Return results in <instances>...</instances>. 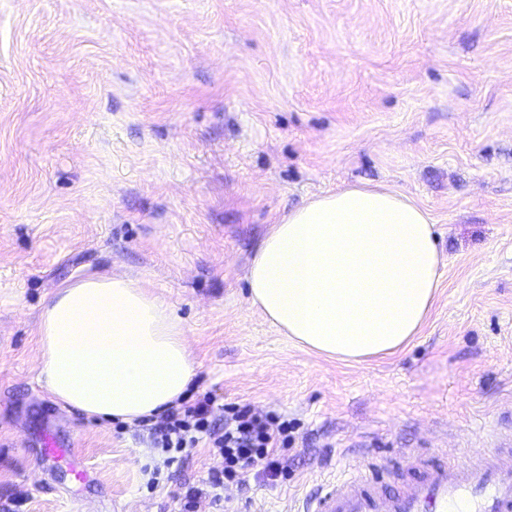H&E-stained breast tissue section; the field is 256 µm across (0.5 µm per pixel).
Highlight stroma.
<instances>
[{
  "label": "stroma",
  "instance_id": "obj_1",
  "mask_svg": "<svg viewBox=\"0 0 512 512\" xmlns=\"http://www.w3.org/2000/svg\"><path fill=\"white\" fill-rule=\"evenodd\" d=\"M362 184L424 208L444 266L419 336L351 364L281 335L246 273L283 212ZM104 273L184 321L187 402L296 422L287 476L249 472L225 512H303L372 463L399 496L404 450L512 431V0H0V512H175L224 467L202 446L148 487L142 426L39 382L44 301Z\"/></svg>",
  "mask_w": 512,
  "mask_h": 512
}]
</instances>
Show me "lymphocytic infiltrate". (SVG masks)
<instances>
[{"mask_svg":"<svg viewBox=\"0 0 512 512\" xmlns=\"http://www.w3.org/2000/svg\"><path fill=\"white\" fill-rule=\"evenodd\" d=\"M216 401V395L208 392L195 403L172 406L150 426L149 436L153 446L165 453L187 454L203 441L218 449L224 468L212 473L208 482V493L217 505L225 485L244 483L251 469L273 475L286 470L282 451L289 444L292 425L273 414H257L247 405L231 407L229 418L219 424L208 418Z\"/></svg>","mask_w":512,"mask_h":512,"instance_id":"obj_1","label":"lymphocytic infiltrate"}]
</instances>
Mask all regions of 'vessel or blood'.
Instances as JSON below:
<instances>
[{
  "label": "vessel or blood",
  "instance_id": "1",
  "mask_svg": "<svg viewBox=\"0 0 512 512\" xmlns=\"http://www.w3.org/2000/svg\"><path fill=\"white\" fill-rule=\"evenodd\" d=\"M410 466L424 470L422 481L399 497L378 494L383 473L353 472L327 485L316 498L313 512H453L457 502L469 503L468 512H512V453L496 443L465 455L463 462L434 466L415 452H407Z\"/></svg>",
  "mask_w": 512,
  "mask_h": 512
}]
</instances>
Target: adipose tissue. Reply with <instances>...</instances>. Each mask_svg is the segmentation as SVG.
Segmentation results:
<instances>
[{
  "label": "adipose tissue",
  "instance_id": "obj_1",
  "mask_svg": "<svg viewBox=\"0 0 512 512\" xmlns=\"http://www.w3.org/2000/svg\"><path fill=\"white\" fill-rule=\"evenodd\" d=\"M442 257L428 213L403 194L355 185L283 213L258 245L251 300L286 336L341 360L406 346L422 328ZM38 379L62 406L135 424L165 412L197 374L187 329L135 278L65 283L38 326Z\"/></svg>",
  "mask_w": 512,
  "mask_h": 512
}]
</instances>
